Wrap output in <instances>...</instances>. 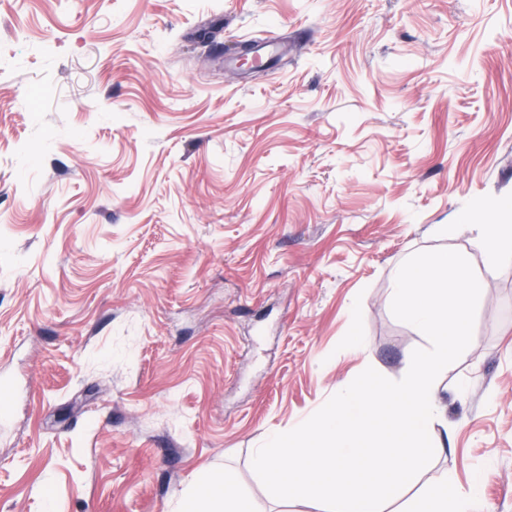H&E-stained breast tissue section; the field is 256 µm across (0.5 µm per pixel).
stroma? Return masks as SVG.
I'll list each match as a JSON object with an SVG mask.
<instances>
[{
	"instance_id": "1",
	"label": "stroma",
	"mask_w": 512,
	"mask_h": 512,
	"mask_svg": "<svg viewBox=\"0 0 512 512\" xmlns=\"http://www.w3.org/2000/svg\"><path fill=\"white\" fill-rule=\"evenodd\" d=\"M278 52L243 65L263 36ZM512 0H0V512H181L425 335L391 312L417 252L483 284L441 384L449 472L512 512ZM365 355L349 350L353 338ZM504 209L510 213L509 224H458L459 228L477 226L487 264L500 265L512 261V202H505Z\"/></svg>"
}]
</instances>
